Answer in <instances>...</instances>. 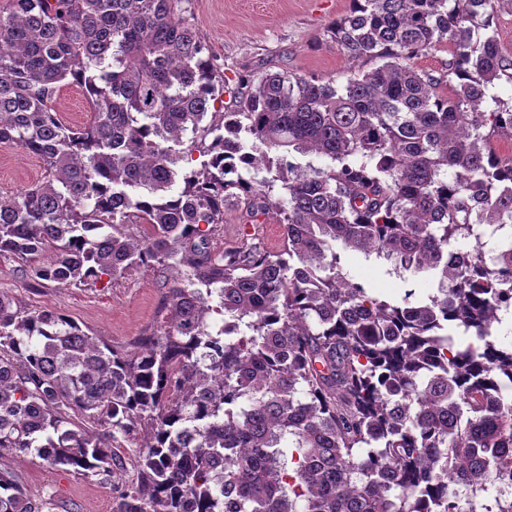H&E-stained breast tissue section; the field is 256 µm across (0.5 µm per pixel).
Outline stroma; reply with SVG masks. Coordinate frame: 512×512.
<instances>
[{"label": "stroma", "mask_w": 512, "mask_h": 512, "mask_svg": "<svg viewBox=\"0 0 512 512\" xmlns=\"http://www.w3.org/2000/svg\"><path fill=\"white\" fill-rule=\"evenodd\" d=\"M350 7L351 0H189L187 10L216 60L224 79L221 98L231 107L242 76L256 81L279 72L343 82L371 70L372 62L349 61L330 33L333 22ZM43 176L40 157L0 144V196H14ZM280 232L276 215H268L258 231L243 206L231 200L224 207L221 230L210 243L223 251L256 236L272 250L279 245ZM346 269L356 282L384 297L399 296L406 287L385 267L355 253L349 254ZM158 282L155 272L137 267L105 288H60L33 279L21 261L0 257V295L31 309L55 308L107 344L125 350L154 326L162 302ZM142 444L139 434L119 437L120 465L88 476L49 468L31 455L10 457L7 464L25 486L54 501V512H112L117 491L136 480Z\"/></svg>", "instance_id": "35a3bbf8"}]
</instances>
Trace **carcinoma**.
<instances>
[{
	"label": "carcinoma",
	"mask_w": 512,
	"mask_h": 512,
	"mask_svg": "<svg viewBox=\"0 0 512 512\" xmlns=\"http://www.w3.org/2000/svg\"><path fill=\"white\" fill-rule=\"evenodd\" d=\"M186 0H11L0 144L42 181L0 199V256L59 287L156 270V332L120 352L51 307L0 296V512H51L4 465L96 473L145 437L112 512H512V0H352L331 33L383 64L338 84L217 68ZM447 44L438 76L414 59ZM85 90L89 122L56 111ZM451 88L453 96L444 93ZM204 158L192 165L193 153ZM282 227L217 253L224 202ZM429 272L394 300L336 246ZM468 336L457 342L448 329ZM61 119L69 126H81L91 116L89 102L82 89L76 85L65 86L56 105Z\"/></svg>",
	"instance_id": "cac0c4a2"
}]
</instances>
